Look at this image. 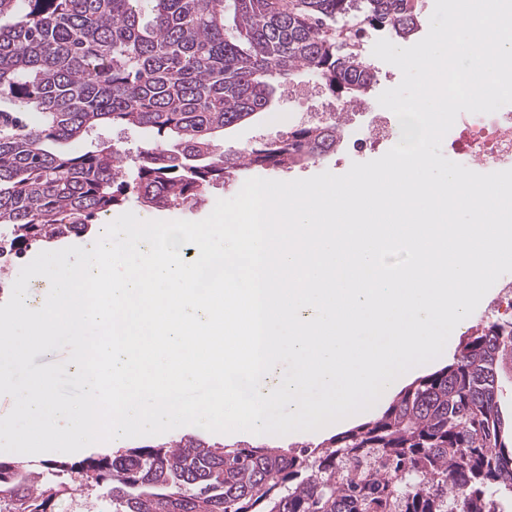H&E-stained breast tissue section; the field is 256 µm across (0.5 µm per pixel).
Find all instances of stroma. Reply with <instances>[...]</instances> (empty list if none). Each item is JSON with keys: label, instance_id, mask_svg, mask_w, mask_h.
I'll list each match as a JSON object with an SVG mask.
<instances>
[{"label": "stroma", "instance_id": "stroma-1", "mask_svg": "<svg viewBox=\"0 0 512 512\" xmlns=\"http://www.w3.org/2000/svg\"><path fill=\"white\" fill-rule=\"evenodd\" d=\"M332 98L331 92L319 78L310 72L299 71L293 76L288 90H275L269 106L257 113L249 121L226 129L223 135L224 148L238 150L262 140H277L300 125L302 119L317 122L321 118V105ZM350 162H337L335 155H328L317 162L303 164L287 171L250 169L241 171L222 183L210 185L202 200L190 208L171 207L150 209L144 207L135 195H128L122 207H117L109 215L103 216V223H111L122 212H133L143 220H188L205 219L213 210L217 200L234 197L244 182L251 178H264L281 181L305 179L328 171L336 175L345 174Z\"/></svg>", "mask_w": 512, "mask_h": 512}]
</instances>
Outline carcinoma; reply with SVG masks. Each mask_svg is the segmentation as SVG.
Here are the masks:
<instances>
[{"instance_id":"carcinoma-1","label":"carcinoma","mask_w":512,"mask_h":512,"mask_svg":"<svg viewBox=\"0 0 512 512\" xmlns=\"http://www.w3.org/2000/svg\"><path fill=\"white\" fill-rule=\"evenodd\" d=\"M0 0V224L5 248L86 230L132 193L149 208L196 205L244 169L336 151V124L224 151L216 133L267 108L299 69L356 103L376 81L359 17L398 40L418 0ZM39 112L42 122L20 114ZM156 131L129 172L107 141L55 153L93 130ZM512 324L472 331L455 361L378 418L299 452L175 440L80 462L0 461V512H499L512 451L499 382Z\"/></svg>"}]
</instances>
